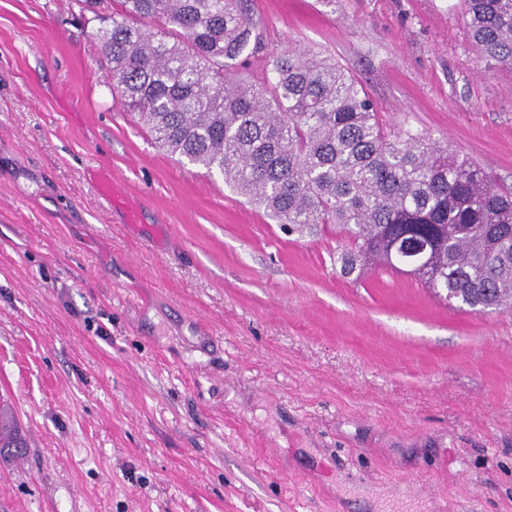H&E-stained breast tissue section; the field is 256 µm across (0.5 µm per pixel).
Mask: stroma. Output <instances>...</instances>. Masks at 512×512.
Listing matches in <instances>:
<instances>
[{
	"label": "stroma",
	"instance_id": "obj_1",
	"mask_svg": "<svg viewBox=\"0 0 512 512\" xmlns=\"http://www.w3.org/2000/svg\"><path fill=\"white\" fill-rule=\"evenodd\" d=\"M69 0H0V512H512V311L341 274L333 225L286 232L160 151ZM512 185V68L461 0H244ZM141 201L111 208L98 176ZM4 448H14L11 453L20 454L24 448L23 439L11 413L4 407L0 408V452ZM17 448V449H16Z\"/></svg>",
	"mask_w": 512,
	"mask_h": 512
}]
</instances>
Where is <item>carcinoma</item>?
Instances as JSON below:
<instances>
[{"label":"carcinoma","instance_id":"carcinoma-1","mask_svg":"<svg viewBox=\"0 0 512 512\" xmlns=\"http://www.w3.org/2000/svg\"><path fill=\"white\" fill-rule=\"evenodd\" d=\"M482 62L512 66V0H462ZM92 39L107 79L166 153L217 172L300 234L332 224L346 274L387 267L477 313L512 308V187L431 138L379 123L358 81L306 49L260 83L233 62L263 48L242 0H113ZM23 439L0 408V451Z\"/></svg>","mask_w":512,"mask_h":512}]
</instances>
